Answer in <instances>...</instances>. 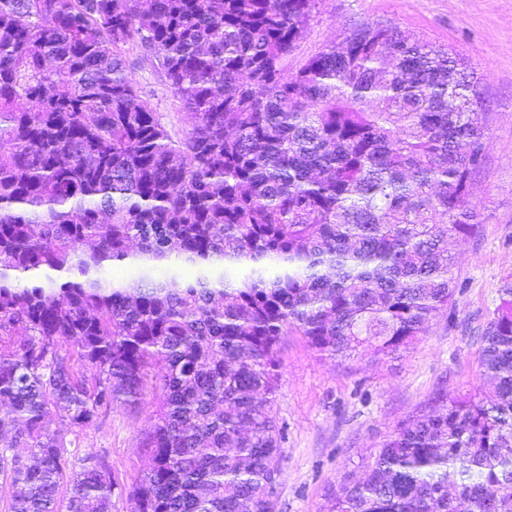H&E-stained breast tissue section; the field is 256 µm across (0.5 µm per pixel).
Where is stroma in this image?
Wrapping results in <instances>:
<instances>
[{"instance_id":"1","label":"stroma","mask_w":512,"mask_h":512,"mask_svg":"<svg viewBox=\"0 0 512 512\" xmlns=\"http://www.w3.org/2000/svg\"><path fill=\"white\" fill-rule=\"evenodd\" d=\"M362 24L397 26L448 50L474 73L489 125L471 185L482 231L449 239L459 287L454 315L433 321L409 351L340 362L319 355L302 336L284 341L274 406L284 429L278 512H327L337 478L358 470L363 454L429 409L437 393L487 390L476 336L498 303L501 282L512 277V0H323L288 58L289 71ZM129 60L143 96L167 129L180 133L182 104L161 71L138 54ZM152 424L150 398L117 403L97 426L80 432V448L108 455L119 482L129 486L148 465L138 443Z\"/></svg>"}]
</instances>
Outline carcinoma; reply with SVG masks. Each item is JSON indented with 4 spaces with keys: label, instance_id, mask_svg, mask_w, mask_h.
Returning <instances> with one entry per match:
<instances>
[{
    "label": "carcinoma",
    "instance_id": "cac0c4a2",
    "mask_svg": "<svg viewBox=\"0 0 512 512\" xmlns=\"http://www.w3.org/2000/svg\"><path fill=\"white\" fill-rule=\"evenodd\" d=\"M321 2L0 0L4 512H112L116 493L130 512H275L285 336L379 359L455 306L448 238L482 230L474 82L368 24L286 74ZM134 48L182 136L140 94ZM480 344L491 395H438L336 481L329 512H512V279ZM147 393L150 466L128 489L51 428ZM139 52L131 53L128 57L132 77L142 95L147 98L157 112L164 125L172 134L181 133L184 124L181 113L184 112L182 104L165 81L161 71L154 67L150 61L140 60Z\"/></svg>",
    "mask_w": 512,
    "mask_h": 512
}]
</instances>
